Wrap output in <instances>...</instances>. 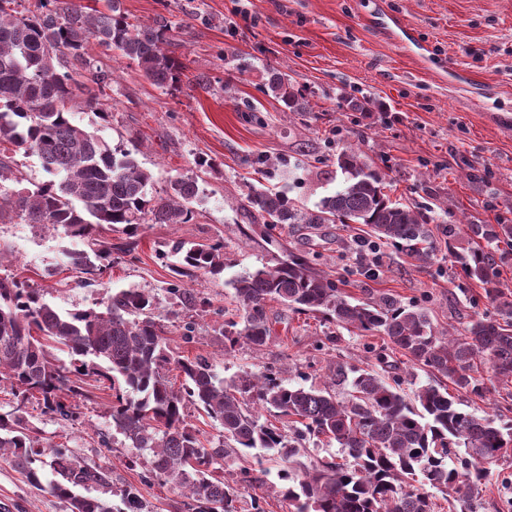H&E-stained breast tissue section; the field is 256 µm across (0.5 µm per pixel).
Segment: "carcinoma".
I'll use <instances>...</instances> for the list:
<instances>
[{
	"label": "carcinoma",
	"mask_w": 512,
	"mask_h": 512,
	"mask_svg": "<svg viewBox=\"0 0 512 512\" xmlns=\"http://www.w3.org/2000/svg\"><path fill=\"white\" fill-rule=\"evenodd\" d=\"M23 0H0V222L15 217L86 241L67 254L89 274L112 263V243L98 229L136 233L145 224H188L200 190L180 177L170 192L147 198L152 180L129 151L114 150L97 133L72 122L82 107L102 105L112 81L98 67L94 49H116L137 64L159 88L178 79L180 64L167 53L165 19L135 25L116 0L107 9L77 0H45V11L18 10ZM265 86L290 109H306L301 91L276 68ZM37 156L53 179L18 188L24 178L13 167L18 151ZM343 184L308 208L279 192L251 190L244 210L255 222L278 224H365L375 239L425 261L431 216L400 204L384 192L378 173L350 148L336 159ZM481 246L453 258L481 289L499 302L501 319L477 316L456 336L437 334L427 312L380 295L356 303L335 282L299 255L274 266L246 271L232 283L235 317L224 322L230 347L244 342L260 350L270 341L266 306L276 302L298 312L320 313L336 326L363 335H382L414 364L440 376L413 398L401 379L373 369L336 362L322 386L289 387L269 374L245 371L230 382L204 357L170 350L163 325L152 315L150 295L135 289L110 294L104 308L61 312L41 290L15 276L0 278V383L10 384L8 410L0 405V457L40 484L50 471L49 490L68 512H113L109 501L80 493L108 488L112 470L80 459L55 444L29 420L37 400L44 414L75 423L77 398L87 378L118 386L110 417L127 447L149 456L146 478L169 484L184 497L183 512H238L242 490L266 472L263 458L274 452L283 463L279 494L290 512H435L431 490L468 501L512 454V420L477 415L448 392L480 396L475 374L490 370L496 382H512V303L500 301V267L512 257V224H471ZM175 280L168 293L193 304L182 278L224 271V243L174 241L165 252ZM69 356L64 363L56 352ZM175 365V386L167 370ZM192 405L221 428L218 442L202 445L185 421ZM336 443L348 459L311 468L299 462L310 439ZM244 461L226 478L218 461ZM125 512H150L136 487L123 490Z\"/></svg>",
	"instance_id": "obj_1"
}]
</instances>
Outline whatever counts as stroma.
<instances>
[{
  "label": "stroma",
  "instance_id": "35a3bbf8",
  "mask_svg": "<svg viewBox=\"0 0 512 512\" xmlns=\"http://www.w3.org/2000/svg\"><path fill=\"white\" fill-rule=\"evenodd\" d=\"M131 23L165 19L179 83L161 89L119 52H97L112 74L103 110L76 112L77 124L111 147L132 152L152 175L149 195L171 181H197L202 199L189 224H147L112 233L131 255L88 282L67 265L81 242L13 219L0 223L12 250L0 277L18 275L62 310H83L121 288L155 300L167 342L182 356L207 357L221 377L276 373L290 386L321 385L330 365L374 364L381 336L350 333L318 314L267 307L271 340L261 351L224 350L230 283L288 253L305 255L352 301L380 294L425 308L437 332H461L475 314L497 306L473 302L479 289L463 277L449 245L472 247V224H512V0H118ZM304 89L309 105L292 112L259 89L269 68ZM358 150L384 179L391 199L430 207L434 250L419 261L393 246H360L363 224L251 223L243 209L249 186L286 192L313 206L340 186L338 154ZM222 241L224 271L185 279L198 303L185 308L167 292L172 272L161 256L174 240ZM194 320L193 341L183 326ZM81 418L70 424L33 410L32 421L79 458L112 470L104 499L138 489L151 512H181L178 490L143 481L147 458L112 430V392L87 380ZM111 435L101 446L99 432ZM475 503L442 502L438 512H512V459ZM0 512H67L45 487L29 483L0 459Z\"/></svg>",
  "mask_w": 512,
  "mask_h": 512
}]
</instances>
